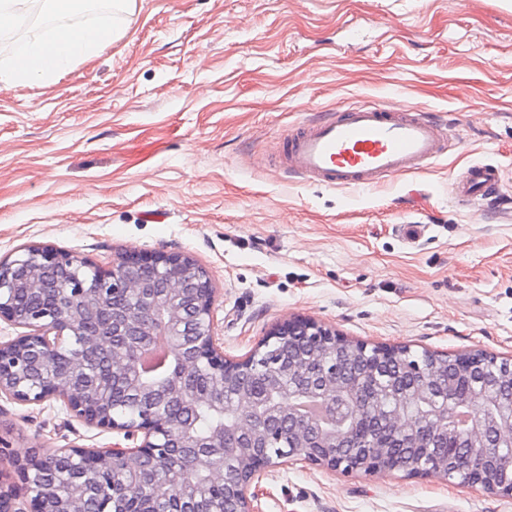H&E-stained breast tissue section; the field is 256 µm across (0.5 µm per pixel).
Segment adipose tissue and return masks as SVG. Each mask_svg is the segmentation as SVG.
<instances>
[{
	"label": "adipose tissue",
	"mask_w": 512,
	"mask_h": 512,
	"mask_svg": "<svg viewBox=\"0 0 512 512\" xmlns=\"http://www.w3.org/2000/svg\"><path fill=\"white\" fill-rule=\"evenodd\" d=\"M77 0H0V37L22 33L21 56L0 59V84L47 82L94 55L109 36L72 23Z\"/></svg>",
	"instance_id": "1"
}]
</instances>
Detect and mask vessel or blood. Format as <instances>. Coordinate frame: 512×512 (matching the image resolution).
<instances>
[{"label": "vessel or blood", "mask_w": 512, "mask_h": 512, "mask_svg": "<svg viewBox=\"0 0 512 512\" xmlns=\"http://www.w3.org/2000/svg\"><path fill=\"white\" fill-rule=\"evenodd\" d=\"M446 132L409 109L374 103L336 109L287 138L282 164L289 175L328 187H369L437 161ZM503 182L500 167L470 165L451 187L463 201L491 196Z\"/></svg>", "instance_id": "vessel-or-blood-1"}]
</instances>
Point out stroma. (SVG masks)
I'll list each match as a JSON object with an SVG mask.
<instances>
[{
    "label": "stroma",
    "mask_w": 512,
    "mask_h": 512,
    "mask_svg": "<svg viewBox=\"0 0 512 512\" xmlns=\"http://www.w3.org/2000/svg\"><path fill=\"white\" fill-rule=\"evenodd\" d=\"M46 84L0 85V259L49 243L102 266L183 251L230 357L304 315L353 340L512 359V0H135ZM439 117L451 144L377 188L287 177L288 134L345 105ZM500 166L498 198L450 187ZM422 225L415 242L401 227ZM62 403L0 398L16 455L108 448ZM254 512H512L436 475L272 469Z\"/></svg>",
    "instance_id": "1"
}]
</instances>
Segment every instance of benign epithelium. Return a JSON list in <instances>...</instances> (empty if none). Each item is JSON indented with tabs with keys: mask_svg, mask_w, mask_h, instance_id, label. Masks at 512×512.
<instances>
[{
	"mask_svg": "<svg viewBox=\"0 0 512 512\" xmlns=\"http://www.w3.org/2000/svg\"><path fill=\"white\" fill-rule=\"evenodd\" d=\"M216 293L208 271L181 252H125L102 267L34 243L17 258L0 260V321L24 329L0 341V396L33 405L60 401L85 426L128 442L34 448L8 457L0 449V512H86L91 496L117 505L114 512H150L153 500H172L174 484L182 500L200 496L221 502L224 512H253L252 486L287 459L342 474L438 475L512 496V451L500 446L503 435L512 434V416L496 415L484 389L471 387L461 402L446 396L415 409L447 380L440 358L409 364L405 346L354 341L299 315L273 325L248 355L231 358L214 333ZM75 336L83 339L84 352L53 368L62 345ZM159 338L170 367L161 385H143L142 355ZM271 348L279 353L271 372L293 386L272 389L263 411L259 393L228 398ZM453 358L461 376L495 365L512 379V361L483 349ZM87 359L109 363L112 377L144 396L147 406L132 418L117 414L111 380L83 381ZM381 362L419 380L412 393L395 388L403 409L391 410L384 437L368 444L356 427L326 429L299 410L296 398L304 395L317 399L337 424L352 412L369 423L367 388ZM201 402L224 415V425L202 438L185 418ZM284 434L290 446L270 456L268 445ZM401 438L419 449L416 459L395 454L391 443ZM61 458L81 470L65 495L47 480ZM144 487L151 493L139 494Z\"/></svg>",
	"mask_w": 512,
	"mask_h": 512,
	"instance_id": "obj_1",
	"label": "benign epithelium"
}]
</instances>
